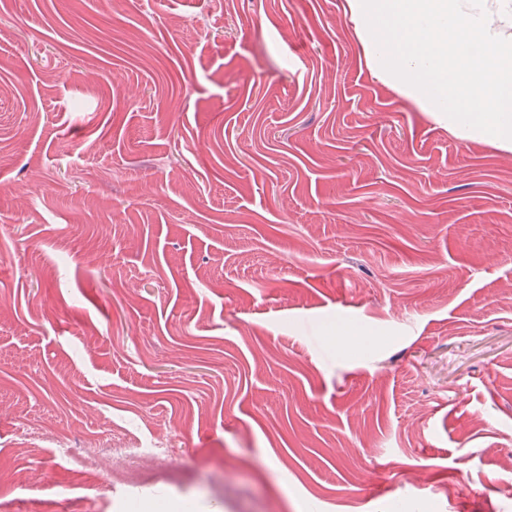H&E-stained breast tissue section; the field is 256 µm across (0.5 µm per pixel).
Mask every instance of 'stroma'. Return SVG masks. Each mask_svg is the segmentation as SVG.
<instances>
[{"label":"stroma","instance_id":"35a3bbf8","mask_svg":"<svg viewBox=\"0 0 512 512\" xmlns=\"http://www.w3.org/2000/svg\"><path fill=\"white\" fill-rule=\"evenodd\" d=\"M112 432L179 479L72 487ZM510 448L512 151L349 0H0V512H512Z\"/></svg>","mask_w":512,"mask_h":512}]
</instances>
